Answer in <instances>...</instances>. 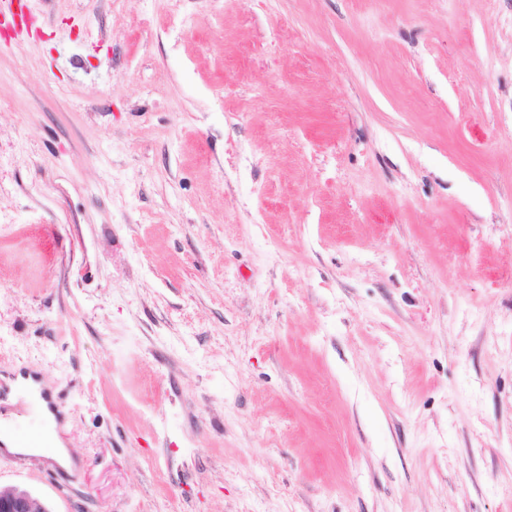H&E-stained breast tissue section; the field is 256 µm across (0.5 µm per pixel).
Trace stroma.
I'll return each instance as SVG.
<instances>
[{"label":"stroma","mask_w":512,"mask_h":512,"mask_svg":"<svg viewBox=\"0 0 512 512\" xmlns=\"http://www.w3.org/2000/svg\"><path fill=\"white\" fill-rule=\"evenodd\" d=\"M28 371L51 512H512V0H14ZM43 417L45 424L42 431L45 430L46 436L50 440L51 448H49L46 440L42 436L17 432H14L12 435L5 432L0 437L4 451L11 454L46 455L61 464L68 465L70 458L60 437V431L64 428L58 427L51 412L44 410ZM13 436L16 438L18 445L23 448L17 447Z\"/></svg>","instance_id":"1"}]
</instances>
